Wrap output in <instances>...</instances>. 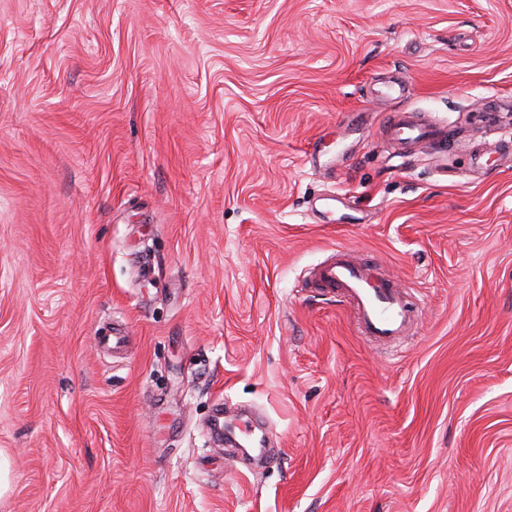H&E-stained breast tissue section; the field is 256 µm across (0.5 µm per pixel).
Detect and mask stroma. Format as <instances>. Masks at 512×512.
I'll return each instance as SVG.
<instances>
[{
    "mask_svg": "<svg viewBox=\"0 0 512 512\" xmlns=\"http://www.w3.org/2000/svg\"><path fill=\"white\" fill-rule=\"evenodd\" d=\"M511 99L512 0H0V512H512ZM336 249L396 345L303 287ZM385 133L399 147H410L443 137V130L432 125L418 112L409 110L392 112ZM337 253L315 269L314 288L350 307L355 329L363 336L380 343L403 336L414 313L406 293L394 281L377 277L363 259ZM215 433L219 436H225L227 442H234L242 448H252L257 452L261 459L270 460L265 447L266 440L264 436H259L255 433L253 426H250L246 421H228L224 425V414L222 406L218 409L212 422Z\"/></svg>",
    "mask_w": 512,
    "mask_h": 512,
    "instance_id": "stroma-1",
    "label": "stroma"
}]
</instances>
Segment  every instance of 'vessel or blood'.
<instances>
[{"label": "vessel or blood", "mask_w": 512, "mask_h": 512, "mask_svg": "<svg viewBox=\"0 0 512 512\" xmlns=\"http://www.w3.org/2000/svg\"><path fill=\"white\" fill-rule=\"evenodd\" d=\"M385 133L401 147L443 136L441 129L409 110L393 112ZM312 281L315 287L336 295L341 303L350 307L356 331L373 341H395L405 334L413 321L414 310L406 293L394 281L377 277L362 259L344 254L332 256L315 269ZM212 426L226 441L266 456L265 438L257 435L248 422L225 421L223 413L219 412Z\"/></svg>", "instance_id": "vessel-or-blood-1"}]
</instances>
